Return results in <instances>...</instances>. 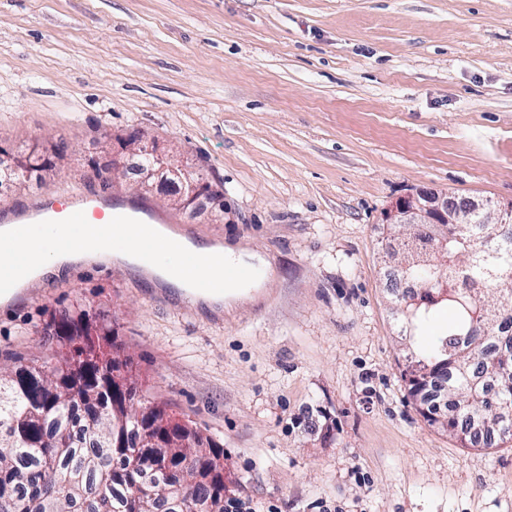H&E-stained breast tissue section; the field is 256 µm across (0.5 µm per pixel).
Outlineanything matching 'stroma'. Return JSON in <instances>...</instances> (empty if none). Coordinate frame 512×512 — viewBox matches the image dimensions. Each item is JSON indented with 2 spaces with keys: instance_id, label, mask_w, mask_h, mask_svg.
<instances>
[{
  "instance_id": "obj_1",
  "label": "stroma",
  "mask_w": 512,
  "mask_h": 512,
  "mask_svg": "<svg viewBox=\"0 0 512 512\" xmlns=\"http://www.w3.org/2000/svg\"><path fill=\"white\" fill-rule=\"evenodd\" d=\"M135 130L223 208L108 197L270 272L213 309L118 254L74 263L0 304V360L56 365L59 312L95 326L135 408L223 451L252 512H512V432L462 447L409 394L380 242L420 188L512 200V0H0V145H67L0 210Z\"/></svg>"
}]
</instances>
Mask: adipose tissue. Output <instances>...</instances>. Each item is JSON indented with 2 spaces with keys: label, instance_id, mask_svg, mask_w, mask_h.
Listing matches in <instances>:
<instances>
[{
  "label": "adipose tissue",
  "instance_id": "ef3b65f1",
  "mask_svg": "<svg viewBox=\"0 0 512 512\" xmlns=\"http://www.w3.org/2000/svg\"><path fill=\"white\" fill-rule=\"evenodd\" d=\"M140 228L135 224L125 225L120 234H113L108 220H101L93 228L81 224H32L26 238L19 245L21 258L29 264L30 277H42L58 272L63 265L84 257L111 256L115 248H122L125 257L138 261L142 240ZM79 239L81 248L77 251L62 248L60 238ZM155 263L153 272L160 280L179 288H186L190 280L184 274V256L192 253L205 258L212 255L209 247L189 243L184 237L166 230H157L153 241Z\"/></svg>",
  "mask_w": 512,
  "mask_h": 512
}]
</instances>
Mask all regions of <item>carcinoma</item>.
<instances>
[{
    "label": "carcinoma",
    "mask_w": 512,
    "mask_h": 512,
    "mask_svg": "<svg viewBox=\"0 0 512 512\" xmlns=\"http://www.w3.org/2000/svg\"><path fill=\"white\" fill-rule=\"evenodd\" d=\"M426 237L412 230L410 258ZM412 264L408 293L417 305L400 312L413 362L445 382V405L429 407L432 426L466 446L471 432L512 431V224L448 225L447 252ZM452 318L432 337L425 327L442 309ZM63 315L55 336L66 352L46 372L31 360L0 367V512H224V464L199 448H138L144 419L112 411L113 358L74 345ZM483 392L468 387L471 362ZM95 415L94 424L86 417ZM128 448L112 447V436ZM188 463L200 480L179 492L177 470Z\"/></svg>",
    "instance_id": "obj_1"
}]
</instances>
